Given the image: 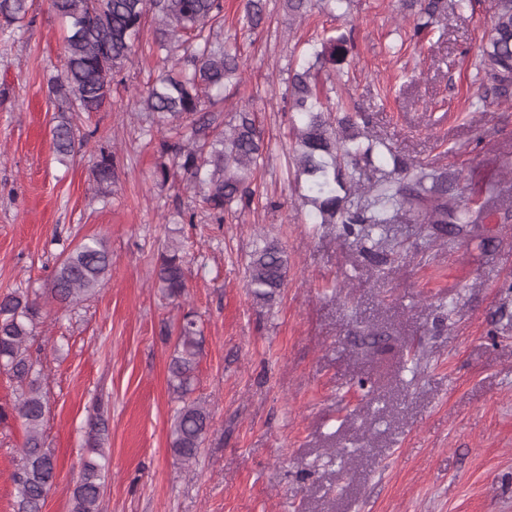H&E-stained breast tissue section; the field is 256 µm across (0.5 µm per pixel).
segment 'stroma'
Segmentation results:
<instances>
[{
    "label": "stroma",
    "mask_w": 512,
    "mask_h": 512,
    "mask_svg": "<svg viewBox=\"0 0 512 512\" xmlns=\"http://www.w3.org/2000/svg\"><path fill=\"white\" fill-rule=\"evenodd\" d=\"M243 0H224L243 81L221 121L250 106L269 145L256 174L259 204L177 221L199 197L154 183L155 142L140 133L148 68L133 56L99 111L82 114L86 146L58 159L59 115L49 79L63 64V28L50 0L0 27V295L46 296L65 250L104 241L112 275L92 298L52 309L35 329L48 405L46 446L57 480L43 512H69L88 455V419L103 406L108 459L100 512H512V224L430 234L403 216L374 255L342 225L313 223L294 183L286 90L302 44L330 26L315 12L289 21L267 0L256 35H238ZM494 0H465L422 37L402 0H354L341 23L354 49L331 98L359 107L405 155L410 173L456 180L470 206L512 204V109L475 107L474 46ZM118 179L96 194L99 150ZM278 239L287 280L275 302L245 281L251 252ZM192 262L188 296L162 298L153 277L168 241ZM205 338L193 399L214 422L196 461L173 456L180 405L168 384L172 337L186 311ZM25 438L0 423V512Z\"/></svg>",
    "instance_id": "1"
}]
</instances>
